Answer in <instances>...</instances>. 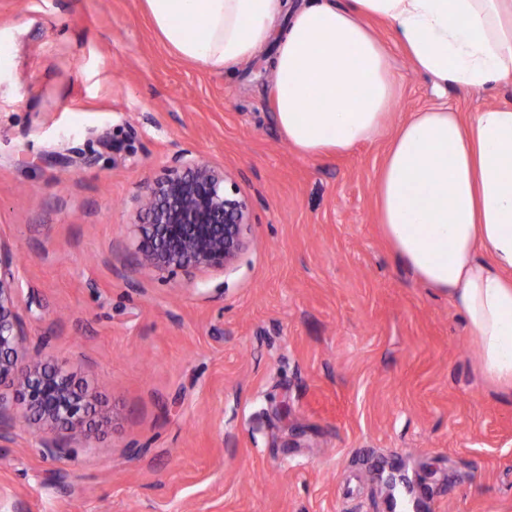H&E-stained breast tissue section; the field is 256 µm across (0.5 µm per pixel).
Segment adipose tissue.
Here are the masks:
<instances>
[{
  "instance_id": "1",
  "label": "adipose tissue",
  "mask_w": 512,
  "mask_h": 512,
  "mask_svg": "<svg viewBox=\"0 0 512 512\" xmlns=\"http://www.w3.org/2000/svg\"><path fill=\"white\" fill-rule=\"evenodd\" d=\"M182 59L234 75L259 50L274 73L273 118L300 156L345 153L381 134L377 214L396 258L447 296L484 372L512 387V103L462 117L445 107L395 127L396 77L365 25L395 32L439 92L512 81V0H144Z\"/></svg>"
}]
</instances>
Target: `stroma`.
I'll list each match as a JSON object with an SVG mask.
<instances>
[{
	"label": "stroma",
	"instance_id": "35a3bbf8",
	"mask_svg": "<svg viewBox=\"0 0 512 512\" xmlns=\"http://www.w3.org/2000/svg\"><path fill=\"white\" fill-rule=\"evenodd\" d=\"M392 122L512 102L444 96L391 29ZM0 244L17 260L30 358L87 391L80 439L21 422L0 386V512H512V392L377 217L389 139L298 155L266 53L191 64L143 0H0ZM223 167L252 203L235 270L139 264V199L175 157Z\"/></svg>",
	"mask_w": 512,
	"mask_h": 512
}]
</instances>
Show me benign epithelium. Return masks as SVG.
<instances>
[{"label":"benign epithelium","mask_w":512,"mask_h":512,"mask_svg":"<svg viewBox=\"0 0 512 512\" xmlns=\"http://www.w3.org/2000/svg\"><path fill=\"white\" fill-rule=\"evenodd\" d=\"M141 213L137 251L152 271L228 272L250 245L248 197L230 174L203 158L175 160L149 188ZM15 266L11 250L0 244V385L22 389L26 422L73 430L87 410V393L59 367L27 359Z\"/></svg>","instance_id":"obj_1"}]
</instances>
